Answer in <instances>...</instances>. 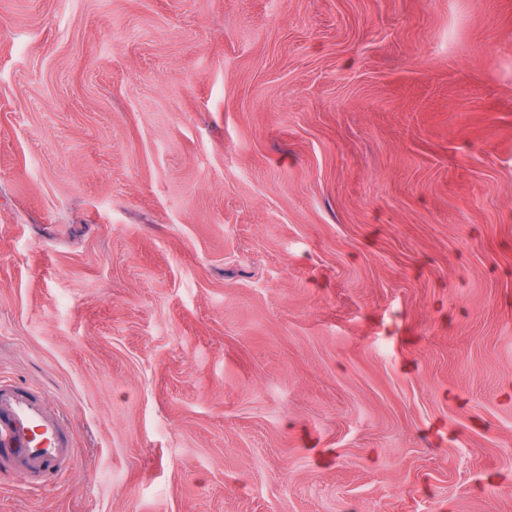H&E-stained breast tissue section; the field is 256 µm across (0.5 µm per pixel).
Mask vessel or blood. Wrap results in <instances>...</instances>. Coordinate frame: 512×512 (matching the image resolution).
<instances>
[{
  "instance_id": "1",
  "label": "vessel or blood",
  "mask_w": 512,
  "mask_h": 512,
  "mask_svg": "<svg viewBox=\"0 0 512 512\" xmlns=\"http://www.w3.org/2000/svg\"><path fill=\"white\" fill-rule=\"evenodd\" d=\"M74 456L72 433L32 389L0 380V473L40 486Z\"/></svg>"
}]
</instances>
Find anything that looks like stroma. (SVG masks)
<instances>
[{"instance_id": "obj_1", "label": "stroma", "mask_w": 512, "mask_h": 512, "mask_svg": "<svg viewBox=\"0 0 512 512\" xmlns=\"http://www.w3.org/2000/svg\"><path fill=\"white\" fill-rule=\"evenodd\" d=\"M0 512H512V0H0ZM63 416L32 389L0 380V472L40 486L70 466L75 448Z\"/></svg>"}]
</instances>
